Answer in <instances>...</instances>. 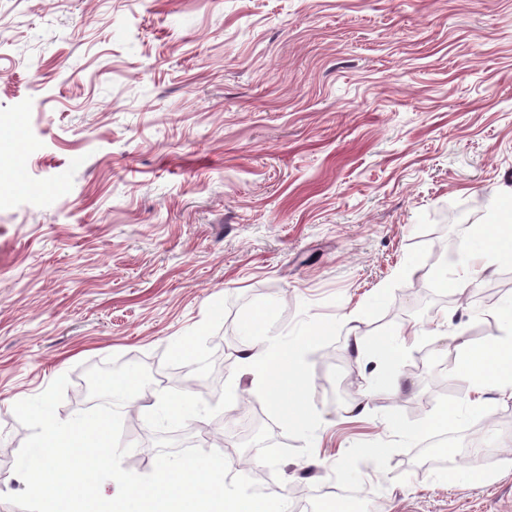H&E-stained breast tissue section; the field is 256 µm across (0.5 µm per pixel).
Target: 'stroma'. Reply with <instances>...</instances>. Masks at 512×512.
Returning <instances> with one entry per match:
<instances>
[{
	"label": "stroma",
	"instance_id": "stroma-1",
	"mask_svg": "<svg viewBox=\"0 0 512 512\" xmlns=\"http://www.w3.org/2000/svg\"><path fill=\"white\" fill-rule=\"evenodd\" d=\"M17 135L0 149V512L25 488L14 404L65 374L68 420L114 355L152 375L126 404L132 472L154 467L160 391L197 381L213 405L229 380L234 404L184 431L231 474L315 512L334 485L381 512H512V398L468 413L454 341L502 335L512 258L425 296L502 232L487 220L512 196V0H0V141ZM258 311L282 343L324 328L309 427L239 368ZM401 333L393 363L352 350ZM448 435L450 467L419 469Z\"/></svg>",
	"mask_w": 512,
	"mask_h": 512
}]
</instances>
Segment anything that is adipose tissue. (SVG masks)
I'll return each mask as SVG.
<instances>
[{
    "instance_id": "obj_1",
    "label": "adipose tissue",
    "mask_w": 512,
    "mask_h": 512,
    "mask_svg": "<svg viewBox=\"0 0 512 512\" xmlns=\"http://www.w3.org/2000/svg\"><path fill=\"white\" fill-rule=\"evenodd\" d=\"M321 334V329L314 326L291 343L270 339L263 346L253 345L242 352L241 360L253 379L260 384L272 382L271 400L287 423L301 425L309 416L296 388L302 379L304 354L318 342ZM457 350L477 392L492 390L512 398L511 335L492 338L478 345L462 339Z\"/></svg>"
}]
</instances>
